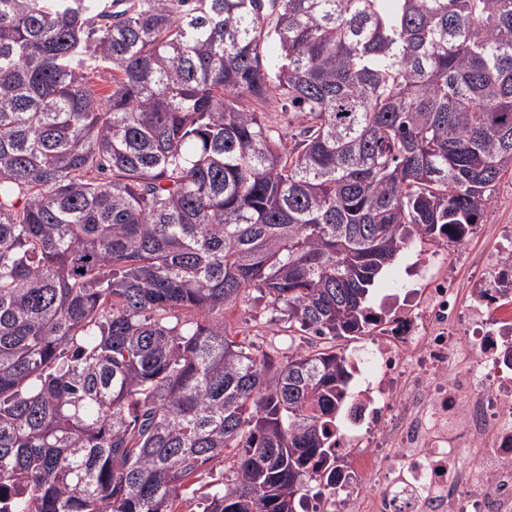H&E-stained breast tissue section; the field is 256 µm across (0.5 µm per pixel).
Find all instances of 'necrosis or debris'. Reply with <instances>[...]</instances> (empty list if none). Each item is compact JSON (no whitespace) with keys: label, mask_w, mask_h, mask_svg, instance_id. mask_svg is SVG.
Returning <instances> with one entry per match:
<instances>
[{"label":"necrosis or debris","mask_w":512,"mask_h":512,"mask_svg":"<svg viewBox=\"0 0 512 512\" xmlns=\"http://www.w3.org/2000/svg\"><path fill=\"white\" fill-rule=\"evenodd\" d=\"M412 277L413 311L342 353L357 383L309 512H512V257L463 288L435 254Z\"/></svg>","instance_id":"obj_1"}]
</instances>
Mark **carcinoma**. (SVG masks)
<instances>
[{"label":"carcinoma","instance_id":"1","mask_svg":"<svg viewBox=\"0 0 512 512\" xmlns=\"http://www.w3.org/2000/svg\"><path fill=\"white\" fill-rule=\"evenodd\" d=\"M509 171L512 0H0V512H178L228 456L202 512L304 509L344 360L224 313L363 336ZM434 249L430 242L423 243L415 237L409 246L403 250L392 265L385 271L384 275L378 280L374 288L368 295V304L376 308L382 301L386 302L393 294L403 297L404 288L400 287L404 281L408 280L405 273L406 266L418 258L420 250ZM233 479V465L229 458L214 460L203 465L193 478L194 485L187 495H183L185 500L180 504L178 510L180 512L197 511L196 504L199 497L215 493L223 487L221 483H231ZM192 490H194L193 494Z\"/></svg>","mask_w":512,"mask_h":512}]
</instances>
